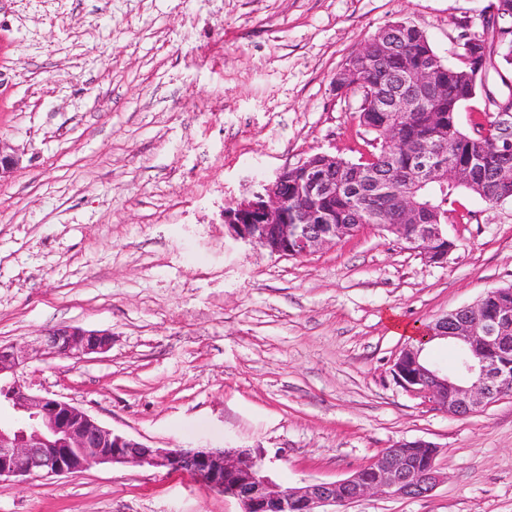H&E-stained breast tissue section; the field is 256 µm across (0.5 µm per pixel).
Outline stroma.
<instances>
[{
	"mask_svg": "<svg viewBox=\"0 0 512 512\" xmlns=\"http://www.w3.org/2000/svg\"><path fill=\"white\" fill-rule=\"evenodd\" d=\"M491 0H0V344L56 325L112 347L36 360L34 392L155 448L262 450L277 482L337 481L437 445L420 498L345 512H512V398L458 417L393 380L407 329L512 285V199L458 190L445 264L367 227L313 255L235 242L220 212L317 153L357 161L332 79L407 20L459 64ZM0 512H241L186 474L98 465L0 481Z\"/></svg>",
	"mask_w": 512,
	"mask_h": 512,
	"instance_id": "obj_1",
	"label": "stroma"
}]
</instances>
